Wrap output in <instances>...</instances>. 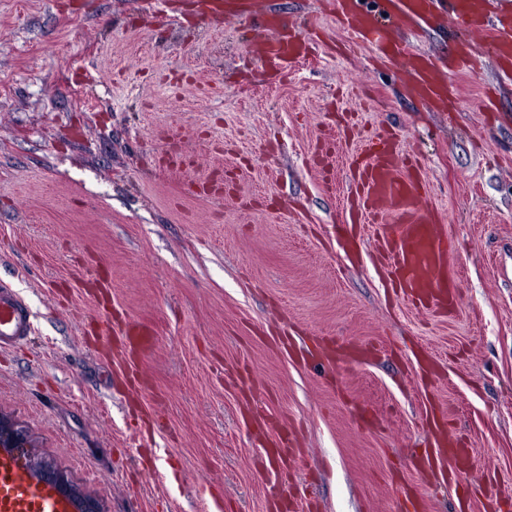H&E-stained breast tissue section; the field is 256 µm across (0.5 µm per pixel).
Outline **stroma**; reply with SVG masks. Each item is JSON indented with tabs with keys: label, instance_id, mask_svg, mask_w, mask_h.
<instances>
[{
	"label": "stroma",
	"instance_id": "stroma-1",
	"mask_svg": "<svg viewBox=\"0 0 512 512\" xmlns=\"http://www.w3.org/2000/svg\"><path fill=\"white\" fill-rule=\"evenodd\" d=\"M201 4L0 0V282L34 324L0 351V412L103 512H207L215 494L277 512L250 408L298 426L293 488L315 512H403L405 488L420 512H512V80L454 70L480 38L395 32L455 90L454 113L431 112L402 63L351 43L337 0H257L317 17L315 51L272 77L252 56L263 29ZM382 130L422 160L455 241L454 310H415L336 239L347 170ZM216 171L228 185L196 193ZM105 275L113 308L156 331L138 402L112 387L98 304L75 285ZM288 335L379 352L331 372L290 357ZM434 406L473 461L446 486L413 467Z\"/></svg>",
	"mask_w": 512,
	"mask_h": 512
}]
</instances>
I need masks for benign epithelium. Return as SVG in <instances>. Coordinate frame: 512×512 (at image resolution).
Segmentation results:
<instances>
[{"instance_id": "benign-epithelium-1", "label": "benign epithelium", "mask_w": 512, "mask_h": 512, "mask_svg": "<svg viewBox=\"0 0 512 512\" xmlns=\"http://www.w3.org/2000/svg\"><path fill=\"white\" fill-rule=\"evenodd\" d=\"M2 449L11 452L16 460L25 461V465L31 468L41 483L71 498L77 505L76 512H102L98 502L84 495L67 473L38 458L28 432L11 417L1 413L0 450Z\"/></svg>"}]
</instances>
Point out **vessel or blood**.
I'll list each match as a JSON object with an SVG mask.
<instances>
[{
  "instance_id": "vessel-or-blood-1",
  "label": "vessel or blood",
  "mask_w": 512,
  "mask_h": 512,
  "mask_svg": "<svg viewBox=\"0 0 512 512\" xmlns=\"http://www.w3.org/2000/svg\"><path fill=\"white\" fill-rule=\"evenodd\" d=\"M359 0H343L352 16L355 39L379 46L394 45L398 56L407 61L406 76L411 93L428 104H440L453 89L429 65L425 52L411 50L406 43H390L387 30L379 24L387 16L397 24L422 25L435 18L446 19L450 28L459 31L487 32L489 59L504 78L512 77V13L491 14L485 0H379L374 11L358 10ZM304 37L295 33L282 38L269 30L256 52L260 62L282 69L301 55ZM349 197L379 231L386 250L389 272L405 300L430 313L453 308L458 300L459 285L449 270L455 245L443 229L427 198L422 166L401 156L394 142L378 135L368 140L354 165ZM393 215V223H384V215ZM32 329L25 302L6 284H0V349L15 347ZM103 335L108 348L119 360V370L133 392H142L147 384L141 364L154 334L145 322L125 319L120 325L104 322ZM370 348L363 343H334L322 360L335 367L343 359L369 357ZM432 449L416 458L417 471L436 467L456 475L469 467L470 453L448 430V416L432 417ZM294 431L287 428L272 440L274 456L281 472H288L301 456L293 443ZM31 472L18 466L9 455H0V512H73L71 502L51 488L31 493Z\"/></svg>"
}]
</instances>
